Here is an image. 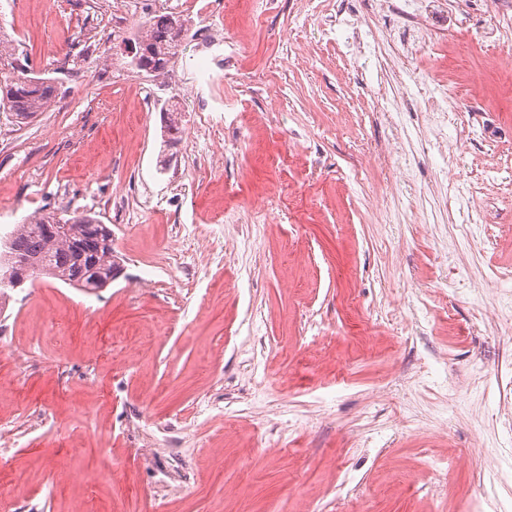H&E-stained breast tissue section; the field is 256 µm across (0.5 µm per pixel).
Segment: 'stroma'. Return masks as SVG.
Here are the masks:
<instances>
[{"label": "stroma", "instance_id": "1", "mask_svg": "<svg viewBox=\"0 0 512 512\" xmlns=\"http://www.w3.org/2000/svg\"><path fill=\"white\" fill-rule=\"evenodd\" d=\"M163 0L167 74L126 53L133 0H0L58 94L0 112V232L49 211L112 231L123 275L0 298L10 512H512V76L472 42L495 0ZM447 24L469 52L438 46ZM228 39L196 86L198 43ZM250 44L235 52L234 40ZM467 95L476 137L423 95ZM181 107L169 148L166 99Z\"/></svg>", "mask_w": 512, "mask_h": 512}]
</instances>
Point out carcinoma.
I'll list each match as a JSON object with an SVG mask.
<instances>
[{
	"label": "carcinoma",
	"instance_id": "carcinoma-1",
	"mask_svg": "<svg viewBox=\"0 0 512 512\" xmlns=\"http://www.w3.org/2000/svg\"><path fill=\"white\" fill-rule=\"evenodd\" d=\"M143 40L156 50L158 62L166 61V56L179 47L173 34L172 14L150 18ZM6 66L12 69V75L0 80V112L29 119L44 111L57 96L54 80L31 76L30 66L16 63L0 38V70ZM108 237L109 229L93 216L61 218L49 212L17 225L10 244L15 254L34 261L36 268L31 274L93 290L100 288L94 274L108 277L118 259Z\"/></svg>",
	"mask_w": 512,
	"mask_h": 512
}]
</instances>
